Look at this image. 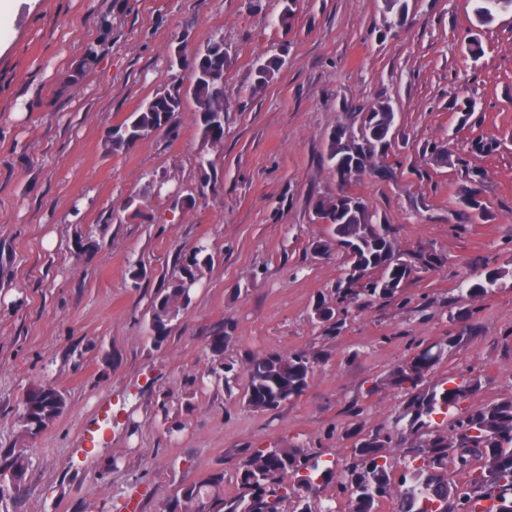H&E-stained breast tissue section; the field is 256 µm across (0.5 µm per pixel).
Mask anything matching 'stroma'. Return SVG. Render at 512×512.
Here are the masks:
<instances>
[{
    "instance_id": "35a3bbf8",
    "label": "stroma",
    "mask_w": 512,
    "mask_h": 512,
    "mask_svg": "<svg viewBox=\"0 0 512 512\" xmlns=\"http://www.w3.org/2000/svg\"><path fill=\"white\" fill-rule=\"evenodd\" d=\"M474 0H405L388 25L383 0H13L0 23V448L30 459L18 512H162L185 484L223 473L239 492L257 448L322 452L343 470L362 436L395 430L404 405L385 379L417 348L461 337L439 383L479 385L467 404L512 395V275L477 305L461 296L474 262L512 260V12L478 25ZM223 38L224 148L201 140L192 104L175 133L107 153L112 126L184 80L175 49ZM97 59L86 64L88 48ZM285 64L251 93L258 56ZM389 99L383 170L350 186L397 249L435 254L391 299H359L331 330L313 315L335 303L344 256L314 204L339 189L328 135ZM495 142L479 153L477 139ZM212 159L200 168V157ZM478 169L486 207L468 218L459 186ZM162 185L134 219L119 204ZM192 193L193 208L168 198ZM53 247H46V237ZM205 244L193 301L170 337H148L149 304L178 251ZM224 331L231 386L214 384L208 341ZM318 356L304 393L256 412L243 399L257 353ZM65 393L39 437L16 423L32 386Z\"/></svg>"
}]
</instances>
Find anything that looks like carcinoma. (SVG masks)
<instances>
[{"label": "carcinoma", "mask_w": 512, "mask_h": 512, "mask_svg": "<svg viewBox=\"0 0 512 512\" xmlns=\"http://www.w3.org/2000/svg\"><path fill=\"white\" fill-rule=\"evenodd\" d=\"M476 22L487 25L495 14L512 10V0H475ZM224 41L214 40L198 50L189 62L190 81L185 100L191 101L200 134L204 142L219 145L224 141ZM284 65L281 57L271 54L257 61L253 91L264 89ZM390 100L378 102L369 112L372 144L377 149L387 142V129L393 116L386 111ZM183 104L170 90L163 89L145 99L140 107L109 133L106 148L112 153L128 150L139 141L158 131H168L175 125L176 113ZM326 159L334 172L351 166L337 149L336 138L328 139ZM152 184L143 193L127 198L123 210L134 217L143 216L144 200L151 197ZM462 204L469 212L484 214L485 207L471 187L462 190ZM317 216L326 220L332 243L349 244L353 253L345 254L344 268L353 263L363 266L375 277L360 284V290L374 298L394 296L398 289L389 288L393 280L407 279L415 265L407 262L397 268L390 256L397 251L390 231L368 234L367 224L375 214L369 207L356 212L336 197L316 201ZM213 261L204 245L195 246L176 258L171 275L151 300L150 339L158 347L167 342L170 324L180 311L192 302V287L197 273ZM506 275L503 267H478V273L466 280L462 292L465 299L486 297L498 287ZM317 322L333 326L336 308L319 302L313 309ZM209 347L216 357L211 376L216 384H229V369L224 367V331L210 336ZM442 359V355L427 347L411 355L387 377V384L404 393L405 405L401 417L408 419L412 441L398 439L390 433H373L355 442L350 449V461L345 477L338 483L346 500L344 512H378L385 498H395L397 512H475L478 498L495 502L494 512H512V396L475 408H461L477 380L460 376L429 385L427 379ZM316 357L306 353H270L249 360L246 367L247 386L243 398L255 411H269L282 402L303 394ZM66 408V398L51 386L29 388L18 408V423L31 437L39 436ZM441 415L455 423L441 429H429L427 419ZM409 443L399 463L389 460L385 449L394 443ZM481 465L472 472L469 484L458 486L448 482V460L460 468H471V459ZM29 468V457L13 448L0 450V512H14L21 497V487ZM336 471L324 465L322 454L307 453L302 448H261L246 456L238 467L240 494L233 500L224 499L220 487L224 475L216 473L198 483L183 485L180 494L168 501L163 512H193L197 502L210 504V512H283L287 502L294 504L292 512H338L330 504L311 506L309 493L316 486L331 482Z\"/></svg>", "instance_id": "cac0c4a2"}]
</instances>
